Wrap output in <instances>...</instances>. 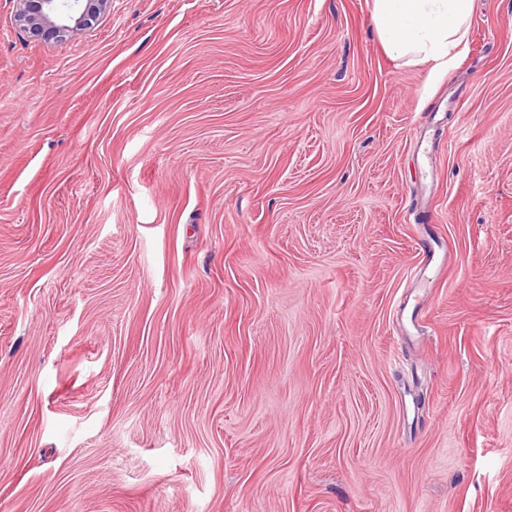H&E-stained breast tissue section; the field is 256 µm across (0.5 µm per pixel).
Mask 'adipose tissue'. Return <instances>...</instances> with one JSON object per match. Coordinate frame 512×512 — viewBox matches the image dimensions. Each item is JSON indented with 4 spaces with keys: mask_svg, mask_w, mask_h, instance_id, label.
<instances>
[{
    "mask_svg": "<svg viewBox=\"0 0 512 512\" xmlns=\"http://www.w3.org/2000/svg\"><path fill=\"white\" fill-rule=\"evenodd\" d=\"M472 0H370L388 57L405 66L446 73L469 42Z\"/></svg>",
    "mask_w": 512,
    "mask_h": 512,
    "instance_id": "ef3b65f1",
    "label": "adipose tissue"
}]
</instances>
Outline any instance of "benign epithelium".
Listing matches in <instances>:
<instances>
[{
  "instance_id": "1",
  "label": "benign epithelium",
  "mask_w": 512,
  "mask_h": 512,
  "mask_svg": "<svg viewBox=\"0 0 512 512\" xmlns=\"http://www.w3.org/2000/svg\"><path fill=\"white\" fill-rule=\"evenodd\" d=\"M112 0H15L14 18L24 31L43 41L61 40L85 28Z\"/></svg>"
}]
</instances>
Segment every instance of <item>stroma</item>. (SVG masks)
<instances>
[{"instance_id":"35a3bbf8","label":"stroma","mask_w":512,"mask_h":512,"mask_svg":"<svg viewBox=\"0 0 512 512\" xmlns=\"http://www.w3.org/2000/svg\"><path fill=\"white\" fill-rule=\"evenodd\" d=\"M0 0V512H512V0L435 75L367 0ZM15 0L14 18L24 31L43 41L61 40L85 28L112 0Z\"/></svg>"}]
</instances>
